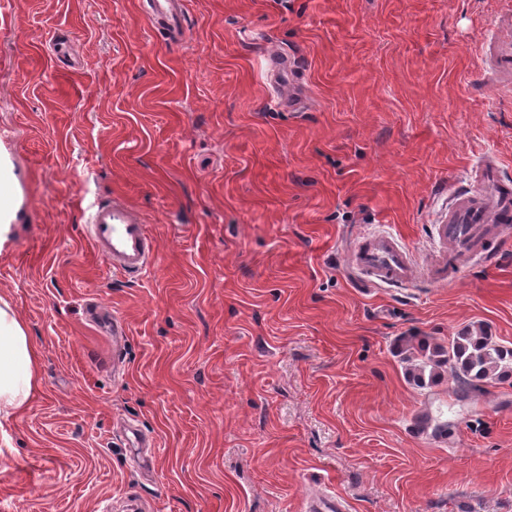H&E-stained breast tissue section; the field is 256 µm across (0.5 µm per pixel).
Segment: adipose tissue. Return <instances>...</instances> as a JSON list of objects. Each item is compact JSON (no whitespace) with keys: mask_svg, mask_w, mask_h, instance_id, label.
Instances as JSON below:
<instances>
[{"mask_svg":"<svg viewBox=\"0 0 512 512\" xmlns=\"http://www.w3.org/2000/svg\"><path fill=\"white\" fill-rule=\"evenodd\" d=\"M38 390V352L12 305L0 299V422L27 408Z\"/></svg>","mask_w":512,"mask_h":512,"instance_id":"ef3b65f1","label":"adipose tissue"}]
</instances>
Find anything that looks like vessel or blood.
Returning <instances> with one entry per match:
<instances>
[{
  "label": "vessel or blood",
  "mask_w": 512,
  "mask_h": 512,
  "mask_svg": "<svg viewBox=\"0 0 512 512\" xmlns=\"http://www.w3.org/2000/svg\"><path fill=\"white\" fill-rule=\"evenodd\" d=\"M496 74L512 77V40L491 38L486 46ZM87 234L109 273L136 278L150 271L158 246L138 212L120 201L96 202L87 214ZM436 233L442 244L434 267L438 285L456 280L453 256H489L491 236L512 238V180L488 158L476 170L469 191L455 195ZM411 250L393 236L367 234L349 251L347 269L359 283L408 285L414 278Z\"/></svg>",
  "instance_id": "obj_1"
}]
</instances>
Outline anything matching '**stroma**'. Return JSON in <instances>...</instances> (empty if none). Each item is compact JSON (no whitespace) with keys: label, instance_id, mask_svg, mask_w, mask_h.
Returning a JSON list of instances; mask_svg holds the SVG:
<instances>
[{"label":"stroma","instance_id":"obj_1","mask_svg":"<svg viewBox=\"0 0 512 512\" xmlns=\"http://www.w3.org/2000/svg\"><path fill=\"white\" fill-rule=\"evenodd\" d=\"M183 4L173 34L152 0H0L20 202L0 297L40 377L5 427L0 512H305L318 489L345 512H512V377L419 387L400 342L484 323L512 347V245L427 279L452 193L486 157L512 178V85L481 54L512 0ZM115 198L159 247L136 279L83 232ZM363 233L401 239L416 281L358 286Z\"/></svg>","mask_w":512,"mask_h":512}]
</instances>
